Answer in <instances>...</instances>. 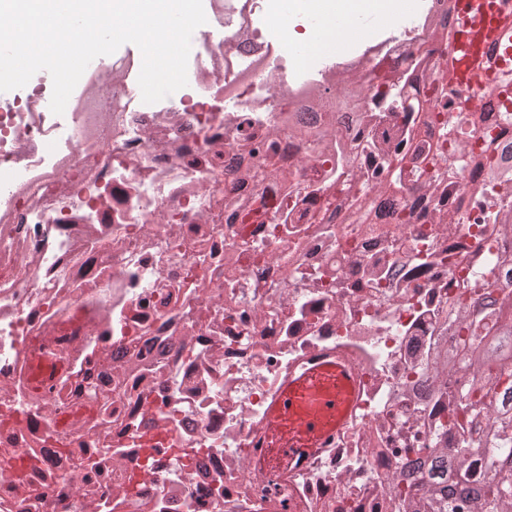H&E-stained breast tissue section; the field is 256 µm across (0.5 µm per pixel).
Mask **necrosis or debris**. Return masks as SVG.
<instances>
[{"instance_id":"4bbe7bcc","label":"necrosis or debris","mask_w":512,"mask_h":512,"mask_svg":"<svg viewBox=\"0 0 512 512\" xmlns=\"http://www.w3.org/2000/svg\"><path fill=\"white\" fill-rule=\"evenodd\" d=\"M263 2L212 0L177 100L123 56L63 114L40 83L0 103V512H414L436 419L472 445L448 480L487 485L432 358L464 279L512 296V179L471 164L512 146V68L448 70L458 0L305 64ZM336 352L345 423L277 456L274 397ZM390 30V25L386 22L379 28H375L367 32L364 38L358 40H351L344 51H336L335 55H322L315 56V59H330L339 62H346L358 56L367 44L374 43L375 41L384 39Z\"/></svg>"}]
</instances>
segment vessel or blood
<instances>
[{
  "instance_id": "vessel-or-blood-1",
  "label": "vessel or blood",
  "mask_w": 512,
  "mask_h": 512,
  "mask_svg": "<svg viewBox=\"0 0 512 512\" xmlns=\"http://www.w3.org/2000/svg\"><path fill=\"white\" fill-rule=\"evenodd\" d=\"M512 23L496 0H463L456 28V64L462 74L481 71L486 49L499 43L502 26ZM349 369L339 360H323L319 367L290 378L269 411L270 445L288 458L319 447L325 431L342 424L347 411L343 394L352 390Z\"/></svg>"
}]
</instances>
